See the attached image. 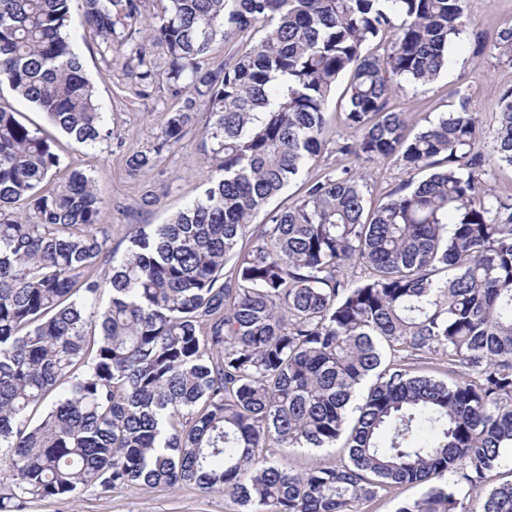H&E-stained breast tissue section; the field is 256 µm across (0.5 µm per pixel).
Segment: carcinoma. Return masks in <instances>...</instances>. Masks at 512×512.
I'll use <instances>...</instances> for the list:
<instances>
[{"mask_svg": "<svg viewBox=\"0 0 512 512\" xmlns=\"http://www.w3.org/2000/svg\"><path fill=\"white\" fill-rule=\"evenodd\" d=\"M73 2L0 0V86L94 147L112 132L72 30L108 64L128 46L145 80L155 62L133 40L140 0ZM463 3L168 0L144 32L186 97L127 165L153 170L200 115L212 177L119 258L93 179L74 169L46 189L59 155L0 105V474L15 507L193 485L241 512H361L420 485L398 512H512V481L487 488L512 448V197L481 195L493 165L512 166V90L486 163L465 101L413 137L388 108L398 79L447 68ZM256 29L250 51L205 62ZM493 48L512 61L511 23ZM345 76L352 137L336 152L395 156L412 178L370 202L367 174L338 167L241 247L322 152ZM342 438L347 460L301 473L270 454ZM422 492L421 486L404 485L381 491L371 502L360 506L362 512H396L405 502L417 498Z\"/></svg>", "mask_w": 512, "mask_h": 512, "instance_id": "obj_1", "label": "carcinoma"}]
</instances>
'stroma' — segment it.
I'll return each mask as SVG.
<instances>
[{
    "label": "stroma",
    "mask_w": 512,
    "mask_h": 512,
    "mask_svg": "<svg viewBox=\"0 0 512 512\" xmlns=\"http://www.w3.org/2000/svg\"><path fill=\"white\" fill-rule=\"evenodd\" d=\"M464 14L467 26L448 48L447 72L422 87L400 81L389 105L410 113L408 132L413 135L427 122L452 111L459 101H467L470 111L481 119L477 150L486 156L495 144L501 98L512 89V62L490 49L500 27L512 22V0H464ZM73 43L107 114L110 139L93 149L79 147L42 112L6 89L0 91V105L18 112L23 123L51 139L61 159V174L80 169L93 178L103 201L100 223L107 230V246L121 253L135 226L165 223L202 193L211 177L204 159L202 127H189L177 146L161 154L149 177L133 174L127 167L128 157L154 146L169 112L178 109L182 100L167 86L163 59H156L153 77L144 80L138 68L127 65L123 54H113L111 62H104L89 32L76 30ZM342 96V90H335L329 103L322 153L304 170L302 178L291 182L275 199V206L294 205L303 196L305 178L324 175L340 165L368 168L377 197L408 180V171L396 159L365 164L337 153V141L348 135L340 121ZM147 189L152 191L154 202L144 208L140 198ZM22 512H236V506L230 496L208 495L194 486L175 490L134 486L108 496L88 492L73 502L31 499Z\"/></svg>",
    "instance_id": "stroma-1"
}]
</instances>
